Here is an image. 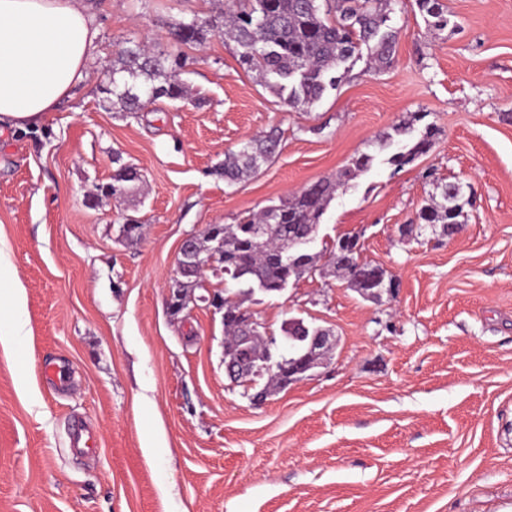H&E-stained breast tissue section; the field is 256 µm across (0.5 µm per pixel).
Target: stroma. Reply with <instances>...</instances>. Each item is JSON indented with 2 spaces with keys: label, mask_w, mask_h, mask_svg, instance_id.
Masks as SVG:
<instances>
[{
  "label": "stroma",
  "mask_w": 512,
  "mask_h": 512,
  "mask_svg": "<svg viewBox=\"0 0 512 512\" xmlns=\"http://www.w3.org/2000/svg\"><path fill=\"white\" fill-rule=\"evenodd\" d=\"M99 23L90 81L27 131L0 132V241L25 290L29 334L0 341V512H512V0H442L427 27L395 0L394 64L367 51L305 111L238 63L221 29L181 46L189 102L143 112L101 107L98 87L127 42L170 47L179 23L220 0H89ZM414 131L432 150L391 165ZM279 129L281 148L229 186L224 156ZM370 171L338 190L320 226L359 234L363 261L392 274V296L361 295L331 267L277 296L229 291L287 353L285 320L335 336L313 376L255 405L224 375V314L172 315L183 237L234 224L351 158ZM142 179L101 193L118 163ZM472 200L460 234L421 224L441 184ZM144 226L127 243V219ZM64 367L57 390L45 364ZM98 438L72 449L74 428Z\"/></svg>",
  "instance_id": "stroma-1"
}]
</instances>
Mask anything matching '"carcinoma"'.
Returning <instances> with one entry per match:
<instances>
[{"label":"carcinoma","mask_w":512,"mask_h":512,"mask_svg":"<svg viewBox=\"0 0 512 512\" xmlns=\"http://www.w3.org/2000/svg\"><path fill=\"white\" fill-rule=\"evenodd\" d=\"M416 5L428 26L448 27L440 0H416ZM390 13V0H228L221 18L224 37L234 44L242 68L256 73L289 107L303 111L336 86V70L361 47L370 51L377 69L394 63L399 30L388 25ZM212 27L210 20L180 23L173 32L175 43L200 44ZM183 66V58L172 51H153L140 43L122 48L112 63V83L101 88L103 108L138 112L147 103L148 92L156 100L187 99L186 86L177 78ZM438 134L435 125L427 124L408 149L393 154L389 163L398 168L412 163L433 148ZM280 142L274 130L244 141L237 151L225 155L224 183L233 185L257 173L277 155ZM373 162L372 155L359 153L336 177L291 193L237 224H221L216 237L197 243L211 242L224 253V276L247 287V292L280 293L291 280L316 270L321 254L302 251L299 242L309 226L321 223L336 191L370 170ZM120 169L125 176L112 179L102 192L122 196L139 180L136 167L124 164ZM441 188L443 203H425L419 218L446 236L459 223L464 192L458 183ZM285 250L293 258L290 263L283 259ZM330 254L344 271L360 260L358 250L332 248ZM238 310L224 298V349L251 369L250 380L263 392L288 388L289 362L299 363L308 353L301 340L303 328L296 320L283 322L288 354L276 360L271 349L257 350L256 340L236 316Z\"/></svg>","instance_id":"obj_1"}]
</instances>
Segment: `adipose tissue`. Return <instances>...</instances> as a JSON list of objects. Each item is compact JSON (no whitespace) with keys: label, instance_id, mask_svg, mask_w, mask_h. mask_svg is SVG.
I'll return each mask as SVG.
<instances>
[{"label":"adipose tissue","instance_id":"obj_1","mask_svg":"<svg viewBox=\"0 0 512 512\" xmlns=\"http://www.w3.org/2000/svg\"><path fill=\"white\" fill-rule=\"evenodd\" d=\"M99 25L86 0H0V127L40 125L89 78ZM23 287L0 247V335L28 334Z\"/></svg>","mask_w":512,"mask_h":512}]
</instances>
